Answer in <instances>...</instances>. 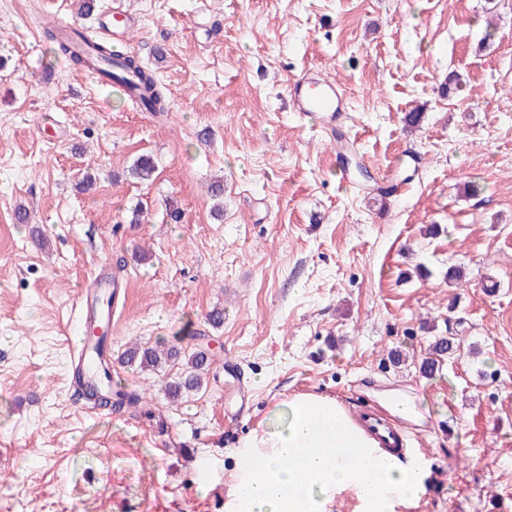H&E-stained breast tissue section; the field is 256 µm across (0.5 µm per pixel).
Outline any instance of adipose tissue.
Listing matches in <instances>:
<instances>
[{
  "instance_id": "obj_1",
  "label": "adipose tissue",
  "mask_w": 512,
  "mask_h": 512,
  "mask_svg": "<svg viewBox=\"0 0 512 512\" xmlns=\"http://www.w3.org/2000/svg\"><path fill=\"white\" fill-rule=\"evenodd\" d=\"M234 453L224 512H396L427 490L421 458L395 460L336 398L300 393Z\"/></svg>"
}]
</instances>
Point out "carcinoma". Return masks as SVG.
Segmentation results:
<instances>
[{
    "instance_id": "carcinoma-1",
    "label": "carcinoma",
    "mask_w": 512,
    "mask_h": 512,
    "mask_svg": "<svg viewBox=\"0 0 512 512\" xmlns=\"http://www.w3.org/2000/svg\"><path fill=\"white\" fill-rule=\"evenodd\" d=\"M44 39L49 43L53 53L62 55L80 68L96 65L108 81L130 89L135 95V104L143 112L169 111V96L166 86L161 80L134 56L115 57L112 45L101 42L83 49L78 44L81 33L73 29L71 33L53 27H42ZM156 172L154 161L149 156H141L135 162L132 173L143 182L153 179ZM463 350V340L455 336H436L431 343V357L422 365L423 373L431 375L439 368L441 360ZM128 363L142 369L154 370L167 363L186 360L185 369L180 375L167 384L168 395L178 399L198 389L208 371L209 359L202 351L188 353L182 349L171 347L166 350L143 348L137 344L129 347L125 354ZM91 395L97 397L101 404L114 408H137L141 396L135 391L122 387L112 390L107 396L98 394L95 385H89Z\"/></svg>"
}]
</instances>
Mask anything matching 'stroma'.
Here are the masks:
<instances>
[{
  "instance_id": "1",
  "label": "stroma",
  "mask_w": 512,
  "mask_h": 512,
  "mask_svg": "<svg viewBox=\"0 0 512 512\" xmlns=\"http://www.w3.org/2000/svg\"><path fill=\"white\" fill-rule=\"evenodd\" d=\"M122 6L164 115L41 37L96 29L112 0H0V512H224L234 450L305 392L410 439L430 473L410 512H512V0ZM309 70L347 94L335 130L288 106ZM143 155L147 183L128 174ZM105 258L124 285L112 378L150 418L73 397L67 337ZM451 335L463 355L423 374ZM134 344L206 351L202 387L171 401L180 365H127ZM395 393L417 421L389 417ZM431 357L422 365L423 373L432 375L439 368L444 357H450L463 350V340L455 336H437L431 343Z\"/></svg>"
}]
</instances>
